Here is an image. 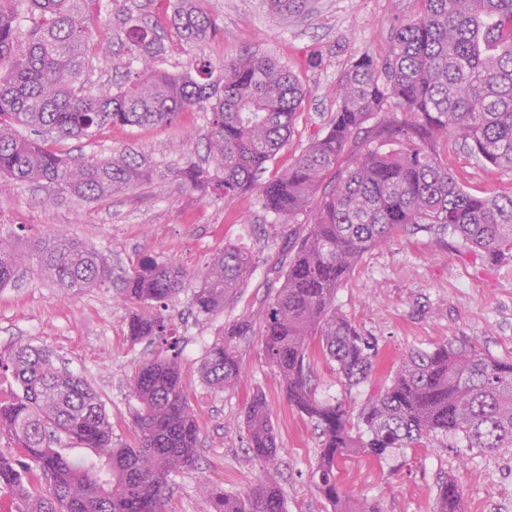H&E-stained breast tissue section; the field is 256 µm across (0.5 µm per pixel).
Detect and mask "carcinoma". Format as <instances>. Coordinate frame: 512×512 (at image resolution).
Returning <instances> with one entry per match:
<instances>
[{"label": "carcinoma", "instance_id": "obj_1", "mask_svg": "<svg viewBox=\"0 0 512 512\" xmlns=\"http://www.w3.org/2000/svg\"><path fill=\"white\" fill-rule=\"evenodd\" d=\"M92 2L0 0V178L46 181L88 200L131 193L149 176L143 157L67 159L50 140L92 137L112 125H174L198 106L211 113L208 166H187L184 182L201 193L218 189L228 200L250 189L291 134L306 97L297 76L256 51L225 62L217 76L205 59L170 73L161 67L167 47L153 15L129 11L115 21L127 55L123 83L88 88ZM148 2L171 11L176 45L213 35L193 0ZM267 2L275 12L297 13L309 0ZM416 3V13L393 28L383 61L362 54L342 74L328 131L261 186L259 204L276 223L293 224L309 209L312 221L292 246L262 321L237 319L201 360L207 385L234 388L243 378L238 343L261 336L288 405L318 434L313 479L331 512H381L345 494L337 476L345 459L381 460L456 436L483 453L512 450V361L487 357L465 341L409 353L356 412L343 400L317 399L310 384L314 338L344 385L378 370L375 342L334 304L365 252L418 230L454 234L491 257L512 255V193H474L448 172V149L459 144L512 169V0ZM373 118L374 126L365 127ZM38 252V275L65 291L115 284L122 302L139 307L128 323L130 338L160 350L139 362L131 382L135 447L112 441L99 395L50 351L26 344L1 353L0 371L11 373L20 394L0 399V434L21 458L0 455V507L7 501V512H167L168 477L195 469L199 432L163 311L190 275L198 281L195 313L209 318L224 310L256 256L226 247L191 274L149 257L115 277L93 251L61 233ZM21 263L0 235V288L18 278ZM243 417L252 458L276 464L280 448L262 393L249 397ZM69 440L93 457L75 462L64 448ZM203 492L210 512H286L272 481L240 495L205 482ZM436 512H462L456 481L441 482Z\"/></svg>", "mask_w": 512, "mask_h": 512}]
</instances>
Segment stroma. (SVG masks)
Masks as SVG:
<instances>
[{
  "instance_id": "obj_1",
  "label": "stroma",
  "mask_w": 512,
  "mask_h": 512,
  "mask_svg": "<svg viewBox=\"0 0 512 512\" xmlns=\"http://www.w3.org/2000/svg\"><path fill=\"white\" fill-rule=\"evenodd\" d=\"M196 5L210 17L216 35L201 45L168 51L164 69L176 74L199 58L218 65L256 51L288 66L307 90L288 142L267 166L268 180L326 132L338 107L336 83L351 62L365 52L384 59L391 51L393 25L416 12L414 0H311L307 11L283 15L271 14L266 0H197ZM113 9L112 0H97L94 7L98 51L88 73L94 84L116 77ZM317 55L322 66L308 67L307 59ZM209 118L195 109L182 113L171 127L112 126L90 138L56 142L58 151L73 158L109 159L136 151L152 179L133 195L92 202L45 183L14 185L0 195V233L13 235L24 256L34 242L60 231L95 249L115 271L147 255L193 271L227 245L255 253L254 272L223 312L195 318L191 299L196 282L191 278L168 309L200 448L197 469L170 476L167 509L206 512L200 490L204 479L239 494L268 477L280 486L287 512H331L312 480L317 434L288 406L278 373L263 357L260 336L239 345L245 377L237 388L219 392L201 378L202 356L222 326L243 315H261L286 266V246L311 220L305 213L296 223H275L260 207L255 188L227 202L182 185V168L205 154ZM450 168L470 191L512 193V170L485 167L466 150H455ZM113 293L108 287L71 294L35 271L25 272L22 280L0 288V351L27 343L52 350L99 394L113 441L130 444L136 407L130 379L149 350L131 342L127 323L135 309ZM335 305L363 335L375 339L388 371L410 352L446 341L464 340L488 357L512 358V257L489 259L449 233L400 232L364 253L338 288ZM311 365L318 399H343L355 408L381 381L376 374L359 386H345L335 363L317 352ZM256 390L267 399L281 448L279 465L271 471L246 448L243 412ZM339 476L348 494L377 503L381 512H434L444 479L459 483L465 512H512V451L484 454L460 438L405 448L382 461L354 457L342 464Z\"/></svg>"
}]
</instances>
